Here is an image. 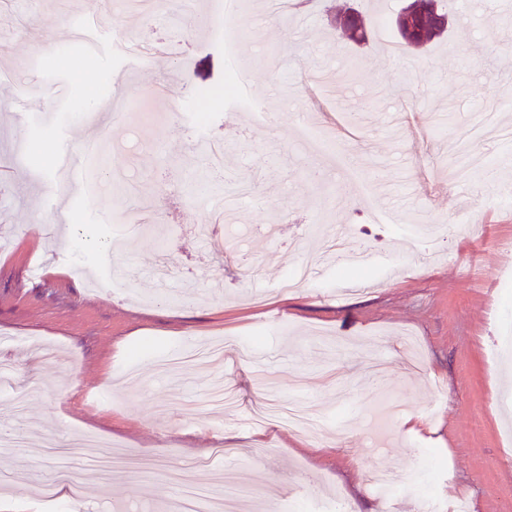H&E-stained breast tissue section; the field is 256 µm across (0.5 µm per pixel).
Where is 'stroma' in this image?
I'll return each mask as SVG.
<instances>
[{
	"mask_svg": "<svg viewBox=\"0 0 512 512\" xmlns=\"http://www.w3.org/2000/svg\"><path fill=\"white\" fill-rule=\"evenodd\" d=\"M240 2L237 66L279 123L217 103L208 127L224 145L216 169L185 124L195 95L228 79L224 43L209 31L212 0H194L190 13L166 0L150 22L115 0H0V363L16 372L15 387L0 392V420L23 441L0 446V493L22 484L35 496L62 476L82 483L85 512H154L177 496L173 473L189 471L216 494L227 474H240L238 512L277 503L322 512L334 499L345 512H418L421 500L450 496L466 512H512L501 444L512 389L490 360L494 328L512 320V279L502 275L512 268V0H481L421 49L401 46L393 25L406 0H349L368 28L361 46L327 25L342 0H309L286 22L267 0ZM91 11L112 13L124 36L161 52L121 56L99 27L92 42L75 40L73 21ZM90 50L100 66L85 82L78 72ZM34 71L64 97L32 93ZM321 72L334 96L312 83ZM301 93L307 120L353 154L355 195L328 156L295 139ZM162 94L170 108L159 115L151 103ZM490 110L497 130L477 147L495 181L474 180L464 196L448 159ZM59 128L75 160L103 143V173L132 176L133 201L168 241L166 288L153 277L162 251L145 232L118 253L89 250L134 218L101 186L59 196ZM203 184L223 190L236 242L222 225L198 236L208 218ZM333 236L365 251L367 264H323L305 285L278 291L305 250ZM37 258L45 275L34 279ZM249 258L261 265L259 283L245 275ZM77 263L104 276L130 266L132 285H88ZM256 288L270 292L268 307L245 302ZM218 338L244 343L246 355L158 376L161 359ZM41 342L59 349L55 364L38 361ZM217 382L238 394L231 415H183V400H204ZM268 395L316 407L335 436L333 457L318 461L315 441L284 425L270 428L265 459L246 455L257 441L246 419ZM86 432L146 451L154 471L93 480L91 461L41 446ZM218 439L242 455L194 470ZM376 464L405 470L390 496L366 479Z\"/></svg>",
	"mask_w": 512,
	"mask_h": 512,
	"instance_id": "obj_1",
	"label": "stroma"
}]
</instances>
